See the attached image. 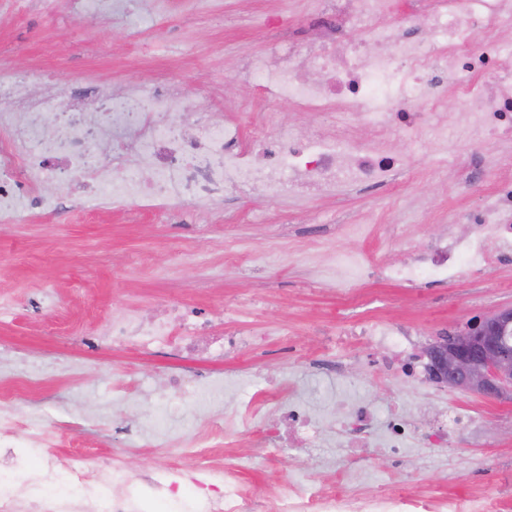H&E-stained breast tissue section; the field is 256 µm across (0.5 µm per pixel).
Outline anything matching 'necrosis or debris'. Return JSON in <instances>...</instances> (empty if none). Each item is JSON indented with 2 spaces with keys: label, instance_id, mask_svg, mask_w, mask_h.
Here are the masks:
<instances>
[{
  "label": "necrosis or debris",
  "instance_id": "obj_1",
  "mask_svg": "<svg viewBox=\"0 0 512 512\" xmlns=\"http://www.w3.org/2000/svg\"><path fill=\"white\" fill-rule=\"evenodd\" d=\"M390 0H322L321 36L301 45L273 43L264 57L247 61L243 79L268 103L286 100L304 112L338 116L335 136L265 134L267 119L253 118L256 135L242 120L216 121L187 112L166 85L148 95L127 90L95 94L90 107L73 100L22 92V78L0 70V223L23 224L38 211L56 209L58 198L42 194V182L64 176L71 196L91 199L103 211L152 204L207 208L226 196L259 187L269 195L294 192L324 196L339 187L385 185L403 168L405 156L389 149L384 132L401 125L414 132L431 124L433 111L456 89L463 123L475 136L512 139V46L496 30L512 25V0H429L423 11L433 35L425 44L382 23ZM309 61L319 72L310 77ZM424 108H416V101ZM373 129L374 140L358 142L356 125ZM490 206L469 211L471 233L442 234L398 264L370 263L358 276L408 285L445 283L462 267L480 273L512 260V177L496 180ZM212 321L167 305L147 314L130 310L113 317L101 338L119 343L160 341L177 351L209 357L255 347L257 334L233 329L211 335ZM420 334L408 325L370 322L348 329L346 343L373 345V383L420 385L414 373ZM277 381L239 400L236 419L260 429L252 448L274 459L281 447L313 443L319 420L300 399L282 400ZM336 436L348 467L328 481L285 483L268 512H448L444 499L400 493L396 485L406 451L415 439L432 448L448 444L449 424L473 423L470 413L435 411L427 421L389 404L378 416L374 404L339 400ZM183 455L224 475L223 487L188 488L177 476L157 492L171 505L194 496L198 512H250L257 501L235 481L244 456L200 439L180 443ZM376 450L392 460L381 491L363 494L348 483ZM26 512H145L146 496L135 490L119 458L99 461L86 472L83 457L47 461L39 484L27 493Z\"/></svg>",
  "mask_w": 512,
  "mask_h": 512
}]
</instances>
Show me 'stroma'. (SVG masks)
I'll use <instances>...</instances> for the list:
<instances>
[{"label":"stroma","mask_w":512,"mask_h":512,"mask_svg":"<svg viewBox=\"0 0 512 512\" xmlns=\"http://www.w3.org/2000/svg\"><path fill=\"white\" fill-rule=\"evenodd\" d=\"M318 9L317 0H130L125 13L113 15L80 14L67 4L51 8L45 0H0V63L23 76L28 90L47 83L62 99L100 85L166 83L190 112L202 108L220 120L248 101L253 111L270 113L271 134L326 136L331 117L266 103L240 74L244 57L263 56L273 42L313 40ZM203 86L211 95L201 101ZM439 109L447 125L424 127L416 139L389 129L392 149L408 162L386 188L275 199L257 189L183 213L103 212L89 202L27 224H0V373L18 381L31 371L42 375L38 390L16 391L4 411L20 428L37 427L47 436L45 447L15 449L13 461L0 466V486H34L45 457L77 454H118L138 482L159 471L195 475L198 462L179 454L174 439L207 437L211 421L231 414L234 396L254 392L257 373L294 381L324 421L338 394L378 405L391 395L410 409L433 407L413 386L384 392L370 385L371 347L332 349L333 357L349 361L351 375L342 382L328 368L311 370L282 354L277 334L287 331L318 359L323 333L338 336L353 324L410 322L427 344L473 317L512 306V264L480 274L464 268L448 284L427 288L359 281L340 293L328 281L336 256L395 264L447 229L467 234L468 210L491 201L495 163L507 144L471 137L456 118L455 97ZM441 136L481 157L484 174L441 154ZM230 300L240 325L268 331L265 350L199 360L156 343L83 348L92 329L132 309L172 302L207 311ZM200 371L233 379V394L187 400L167 384L171 374ZM129 380L141 389L132 400L117 390ZM448 404L470 409L478 424L455 430L448 447L410 448L404 480L432 498L498 491L512 500V402L452 389ZM161 409L169 413L168 431L150 433ZM344 464L327 433L313 447L281 449L275 462L252 459L239 483L270 501L298 472L322 480Z\"/></svg>","instance_id":"35a3bbf8"}]
</instances>
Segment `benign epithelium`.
Instances as JSON below:
<instances>
[{
	"label": "benign epithelium",
	"instance_id": "benign-epithelium-1",
	"mask_svg": "<svg viewBox=\"0 0 512 512\" xmlns=\"http://www.w3.org/2000/svg\"><path fill=\"white\" fill-rule=\"evenodd\" d=\"M425 355L438 382L486 399L512 401V307L428 344Z\"/></svg>",
	"mask_w": 512,
	"mask_h": 512
}]
</instances>
